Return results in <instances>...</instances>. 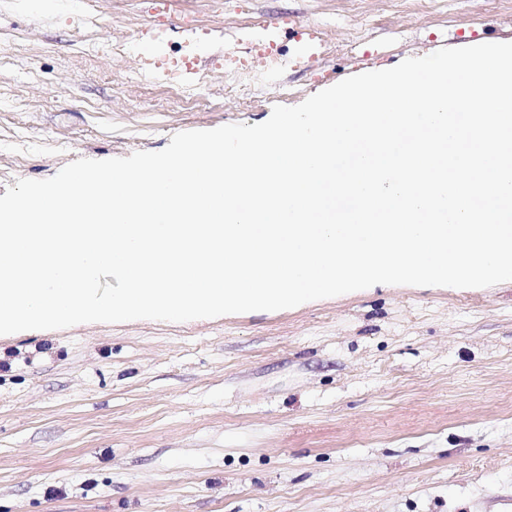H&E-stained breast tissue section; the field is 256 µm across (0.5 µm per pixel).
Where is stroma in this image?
Wrapping results in <instances>:
<instances>
[{
    "label": "stroma",
    "instance_id": "1",
    "mask_svg": "<svg viewBox=\"0 0 512 512\" xmlns=\"http://www.w3.org/2000/svg\"><path fill=\"white\" fill-rule=\"evenodd\" d=\"M325 46L225 93L211 58ZM208 29L188 94L137 75ZM512 42V0H0V196L81 158L266 121L363 72ZM0 512H512V281L375 285L294 308L0 335ZM296 30L297 39L299 41V50L295 57L300 59L314 58L323 42L321 32L311 26H297Z\"/></svg>",
    "mask_w": 512,
    "mask_h": 512
}]
</instances>
